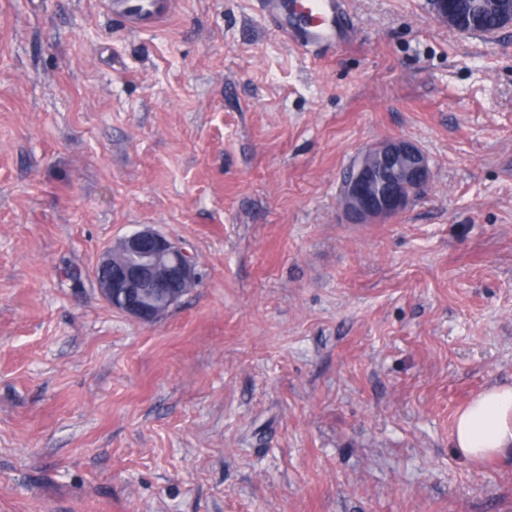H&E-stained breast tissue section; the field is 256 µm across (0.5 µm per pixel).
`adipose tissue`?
<instances>
[{
  "instance_id": "ef3b65f1",
  "label": "adipose tissue",
  "mask_w": 512,
  "mask_h": 512,
  "mask_svg": "<svg viewBox=\"0 0 512 512\" xmlns=\"http://www.w3.org/2000/svg\"><path fill=\"white\" fill-rule=\"evenodd\" d=\"M454 446L465 458L482 459L512 447V387L492 386L457 417Z\"/></svg>"
}]
</instances>
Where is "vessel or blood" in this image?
I'll list each match as a JSON object with an SVG mask.
<instances>
[{"label":"vessel or blood","instance_id":"b4317fda","mask_svg":"<svg viewBox=\"0 0 512 512\" xmlns=\"http://www.w3.org/2000/svg\"><path fill=\"white\" fill-rule=\"evenodd\" d=\"M269 25L284 41L326 57L346 43L351 25L344 0H257ZM114 17L129 26H148L168 18L174 0H104Z\"/></svg>","mask_w":512,"mask_h":512}]
</instances>
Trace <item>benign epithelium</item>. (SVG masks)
I'll use <instances>...</instances> for the list:
<instances>
[{"instance_id":"benign-epithelium-1","label":"benign epithelium","mask_w":512,"mask_h":512,"mask_svg":"<svg viewBox=\"0 0 512 512\" xmlns=\"http://www.w3.org/2000/svg\"><path fill=\"white\" fill-rule=\"evenodd\" d=\"M431 11L448 28L471 33L470 26L454 18L449 0H431ZM429 178L428 160L414 143L385 139L356 158L342 183L340 206L357 224L384 221L402 213ZM94 275L112 309L147 324L160 321L197 278L194 256L150 226L105 249Z\"/></svg>"}]
</instances>
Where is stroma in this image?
Here are the masks:
<instances>
[{
    "label": "stroma",
    "instance_id": "stroma-1",
    "mask_svg": "<svg viewBox=\"0 0 512 512\" xmlns=\"http://www.w3.org/2000/svg\"><path fill=\"white\" fill-rule=\"evenodd\" d=\"M346 2L321 60L253 0H0V512H512L453 448L512 386V27ZM392 137L429 184L352 223ZM145 225L198 262L153 324L92 275ZM112 15L130 27L160 23L172 14L173 0H104ZM450 0H432L431 11L434 17L443 25L460 33L471 34V28L466 23L457 20L452 14L451 7L449 6ZM430 178L428 160L411 141L393 137L365 149L340 189V206L357 224L402 213Z\"/></svg>",
    "mask_w": 512,
    "mask_h": 512
}]
</instances>
